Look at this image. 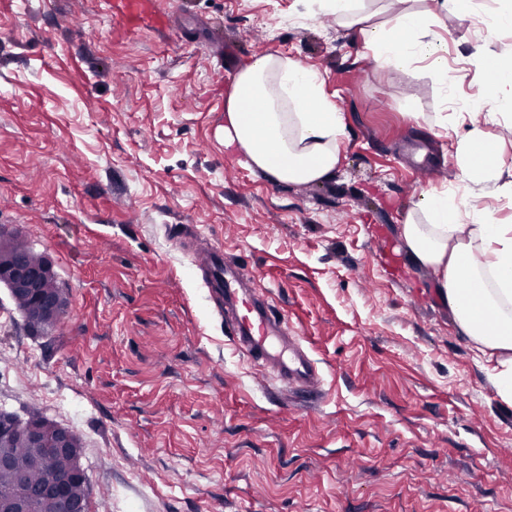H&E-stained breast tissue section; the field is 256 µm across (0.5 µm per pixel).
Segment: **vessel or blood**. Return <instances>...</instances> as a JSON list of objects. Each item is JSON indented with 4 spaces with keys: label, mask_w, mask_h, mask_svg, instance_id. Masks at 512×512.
Segmentation results:
<instances>
[{
    "label": "vessel or blood",
    "mask_w": 512,
    "mask_h": 512,
    "mask_svg": "<svg viewBox=\"0 0 512 512\" xmlns=\"http://www.w3.org/2000/svg\"><path fill=\"white\" fill-rule=\"evenodd\" d=\"M104 4L111 15L128 19L152 13L157 25L165 23L164 16L156 15L152 0H104ZM188 245L217 310L235 316L230 335L235 351L282 384L309 391L320 388L321 371L302 338L267 296L247 288L239 265L228 264L223 250L204 243L202 235L190 238Z\"/></svg>",
    "instance_id": "vessel-or-blood-1"
}]
</instances>
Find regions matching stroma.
Listing matches in <instances>:
<instances>
[{
	"mask_svg": "<svg viewBox=\"0 0 512 512\" xmlns=\"http://www.w3.org/2000/svg\"><path fill=\"white\" fill-rule=\"evenodd\" d=\"M156 2L163 32L103 0H0V237L69 301L35 333L0 285V410L77 434L89 512H512V404L400 235L461 177L469 118L301 0ZM432 28L488 112L469 55L512 33L452 11ZM268 52L318 70L345 118L326 182L274 183L224 146V93ZM443 111L444 135L418 118ZM177 226L269 292L320 400L234 351Z\"/></svg>",
	"mask_w": 512,
	"mask_h": 512,
	"instance_id": "stroma-1",
	"label": "stroma"
}]
</instances>
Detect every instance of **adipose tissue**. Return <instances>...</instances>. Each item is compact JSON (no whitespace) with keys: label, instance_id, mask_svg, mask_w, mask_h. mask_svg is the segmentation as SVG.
<instances>
[{"label":"adipose tissue","instance_id":"ef3b65f1","mask_svg":"<svg viewBox=\"0 0 512 512\" xmlns=\"http://www.w3.org/2000/svg\"><path fill=\"white\" fill-rule=\"evenodd\" d=\"M307 14L326 12L339 25L358 30L362 47L382 67L407 74L418 64L442 98L455 96L448 84V49L432 28L438 15L454 10L477 18L489 31L512 32V0H430L417 11L410 0L377 24L368 0H303ZM481 72L488 118L512 136V42L499 50L478 47L470 55ZM314 68L270 52L240 70L224 99V144L271 180L320 183L336 172L346 126L335 102L324 92ZM461 178L425 190L400 233L410 260L431 269L436 288L455 318L458 331L492 360L496 393L512 402V224L496 223L476 200L494 193L512 200V180L503 178L495 142L471 129L461 140Z\"/></svg>","mask_w":512,"mask_h":512}]
</instances>
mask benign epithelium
<instances>
[{
  "label": "benign epithelium",
  "instance_id": "benign-epithelium-1",
  "mask_svg": "<svg viewBox=\"0 0 512 512\" xmlns=\"http://www.w3.org/2000/svg\"><path fill=\"white\" fill-rule=\"evenodd\" d=\"M0 284L8 289L34 331L52 326L68 309L49 261L15 240L0 245ZM20 439L26 452L9 455ZM80 451L77 435L67 428L43 418L18 423L0 416V464L10 466L24 486L30 485L37 473L53 477L27 495L0 493V512H39L43 494L53 496L61 512H86L85 504L69 493L71 483L85 481Z\"/></svg>",
  "mask_w": 512,
  "mask_h": 512
}]
</instances>
